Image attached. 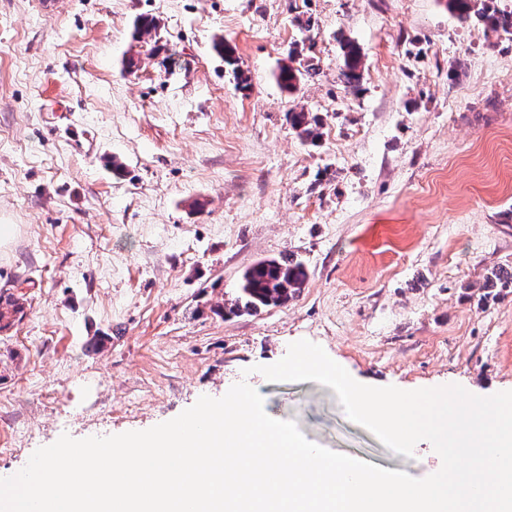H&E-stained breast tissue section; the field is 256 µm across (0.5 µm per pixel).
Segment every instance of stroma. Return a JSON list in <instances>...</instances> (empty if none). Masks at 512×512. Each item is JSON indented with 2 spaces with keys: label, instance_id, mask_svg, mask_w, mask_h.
Masks as SVG:
<instances>
[{
  "label": "stroma",
  "instance_id": "stroma-1",
  "mask_svg": "<svg viewBox=\"0 0 512 512\" xmlns=\"http://www.w3.org/2000/svg\"><path fill=\"white\" fill-rule=\"evenodd\" d=\"M141 16L155 36L135 38ZM306 38L319 73L291 94L274 74ZM1 224L24 315L0 331V477L241 381L308 440L426 477L429 442L393 453L332 388L257 368L306 339L367 386L512 390V294L481 299L512 266V37L445 0H0ZM289 253L300 293L230 313L244 271ZM213 48L218 55L224 57V63L231 67V71L233 73L234 79L237 81V84L242 88L247 87L249 77L243 70L240 69L238 60L234 55L233 48L228 43L224 42V38L215 40L213 43ZM342 57L338 67L337 78L343 87L357 94L362 91L363 61L359 47L347 41L342 44ZM288 123L291 129L304 141L314 145L318 140L320 133L317 129L315 117L310 116L309 112L292 111L288 114ZM483 298L494 296L496 288H512V267H499L491 271L482 286Z\"/></svg>",
  "mask_w": 512,
  "mask_h": 512
}]
</instances>
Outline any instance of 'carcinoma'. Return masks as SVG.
Here are the masks:
<instances>
[{
    "mask_svg": "<svg viewBox=\"0 0 512 512\" xmlns=\"http://www.w3.org/2000/svg\"><path fill=\"white\" fill-rule=\"evenodd\" d=\"M448 10L462 24L477 21L485 27L506 36H512V11L495 6V0H446ZM213 48L231 67L234 79L243 88L248 86V76L238 65L233 48L224 39L214 41ZM342 57L337 78L343 87L357 94L362 91L363 61L359 47L347 41L342 44ZM318 74V68L309 64L300 70L289 63H282L276 73L277 83L290 93L299 89L301 80ZM291 129L304 141L315 144L320 133L317 121L310 113H288ZM307 272L302 261L288 254L279 259L260 261L243 275L238 288L234 309L253 312L264 307L278 306L294 297L303 288ZM498 288H512V267H499L491 271L483 284V298L494 295ZM22 311V305L13 294L0 291V330L10 327Z\"/></svg>",
    "mask_w": 512,
    "mask_h": 512,
    "instance_id": "cac0c4a2",
    "label": "carcinoma"
}]
</instances>
